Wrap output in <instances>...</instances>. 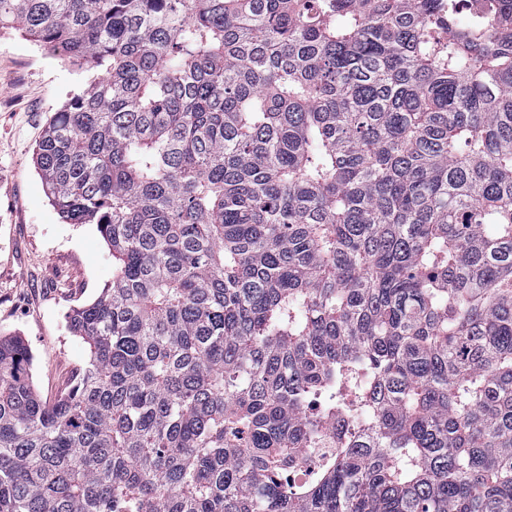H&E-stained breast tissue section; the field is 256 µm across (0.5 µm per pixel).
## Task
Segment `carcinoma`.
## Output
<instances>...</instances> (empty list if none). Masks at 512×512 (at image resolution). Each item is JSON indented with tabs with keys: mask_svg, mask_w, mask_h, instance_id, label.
<instances>
[{
	"mask_svg": "<svg viewBox=\"0 0 512 512\" xmlns=\"http://www.w3.org/2000/svg\"><path fill=\"white\" fill-rule=\"evenodd\" d=\"M0 0L104 75L34 157L112 282L48 404L0 336V512H512V13Z\"/></svg>",
	"mask_w": 512,
	"mask_h": 512,
	"instance_id": "1",
	"label": "carcinoma"
}]
</instances>
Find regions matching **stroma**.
<instances>
[{"mask_svg": "<svg viewBox=\"0 0 512 512\" xmlns=\"http://www.w3.org/2000/svg\"><path fill=\"white\" fill-rule=\"evenodd\" d=\"M92 78L21 32L0 34V334L29 346L33 383L49 403L87 359L67 316L111 281L112 255L96 225L60 219L33 154L51 115Z\"/></svg>", "mask_w": 512, "mask_h": 512, "instance_id": "stroma-1", "label": "stroma"}]
</instances>
